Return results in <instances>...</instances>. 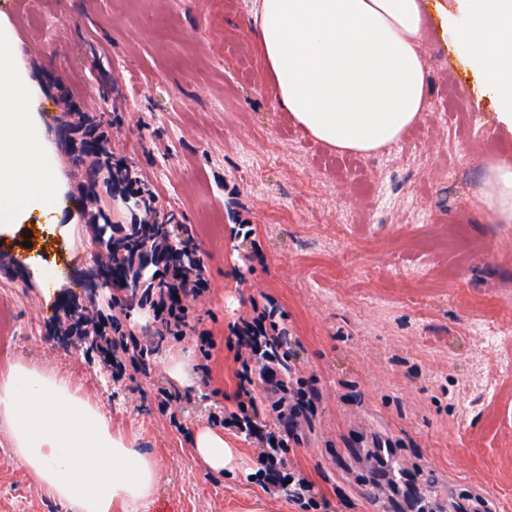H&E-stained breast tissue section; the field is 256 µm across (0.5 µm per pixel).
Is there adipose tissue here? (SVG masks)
<instances>
[{"label": "adipose tissue", "instance_id": "ef3b65f1", "mask_svg": "<svg viewBox=\"0 0 512 512\" xmlns=\"http://www.w3.org/2000/svg\"><path fill=\"white\" fill-rule=\"evenodd\" d=\"M461 9L463 20L449 27L512 131V0H462ZM250 19L278 107L336 152L376 154L426 112L425 0H255ZM16 53L1 24L0 237L31 212L51 213L62 194ZM483 203L493 223L512 224L511 162L489 165ZM0 430L35 483L70 512H140L157 491L154 458L57 370L19 360L0 372ZM192 444L211 471L238 469L223 430L198 429Z\"/></svg>", "mask_w": 512, "mask_h": 512}]
</instances>
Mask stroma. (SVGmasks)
I'll use <instances>...</instances> for the list:
<instances>
[{
	"label": "stroma",
	"instance_id": "35a3bbf8",
	"mask_svg": "<svg viewBox=\"0 0 512 512\" xmlns=\"http://www.w3.org/2000/svg\"><path fill=\"white\" fill-rule=\"evenodd\" d=\"M253 2L0 0L65 186L60 222L72 227L49 233L35 213L0 240V371L22 360L67 372L135 436L158 461L143 512H301L252 480L259 443L236 427L224 430L241 456L235 472H211L191 449L197 427L236 411L251 351L233 328L266 307L288 336V400L304 402L287 469L328 512H392L397 470L431 512L470 501L512 512V373L497 368L512 355V224L491 223L478 199L488 163L512 162L499 103L427 0L422 121L378 154H337L278 108ZM66 88L103 115L112 153L146 175L157 209L203 260L193 332L152 344L142 368L115 372L66 334L69 308L90 301L92 248L71 221L88 202L58 100ZM452 89L467 93L466 111H449ZM483 324L503 330L500 349L486 347ZM183 353L179 381L164 362ZM460 466L467 480L453 479ZM0 512H67L2 436Z\"/></svg>",
	"mask_w": 512,
	"mask_h": 512
}]
</instances>
